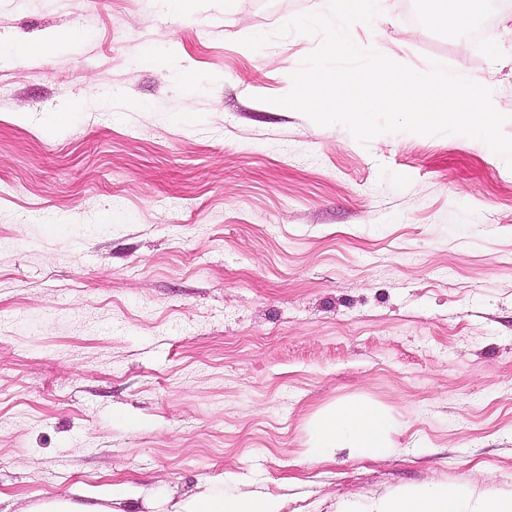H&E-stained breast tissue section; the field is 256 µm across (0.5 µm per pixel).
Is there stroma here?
<instances>
[{"mask_svg": "<svg viewBox=\"0 0 512 512\" xmlns=\"http://www.w3.org/2000/svg\"><path fill=\"white\" fill-rule=\"evenodd\" d=\"M418 8L357 33L485 80L512 136V0L477 4L495 54ZM327 10L0 0V512L106 486L114 512H176L227 476L282 512L512 493V169L466 136L364 145L275 108L321 37L274 31ZM349 399L389 411L391 452L309 461Z\"/></svg>", "mask_w": 512, "mask_h": 512, "instance_id": "obj_1", "label": "stroma"}]
</instances>
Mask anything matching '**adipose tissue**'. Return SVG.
I'll use <instances>...</instances> for the list:
<instances>
[{"instance_id":"adipose-tissue-1","label":"adipose tissue","mask_w":512,"mask_h":512,"mask_svg":"<svg viewBox=\"0 0 512 512\" xmlns=\"http://www.w3.org/2000/svg\"><path fill=\"white\" fill-rule=\"evenodd\" d=\"M309 459L332 458L337 450L362 459H377L390 453L393 423L382 407L357 400L330 406L312 421ZM278 498L261 494L225 491L223 483L212 484L206 493L187 500L182 512H281ZM342 512H512V493L473 496L461 485L434 484L406 488L366 505L348 504Z\"/></svg>"}]
</instances>
